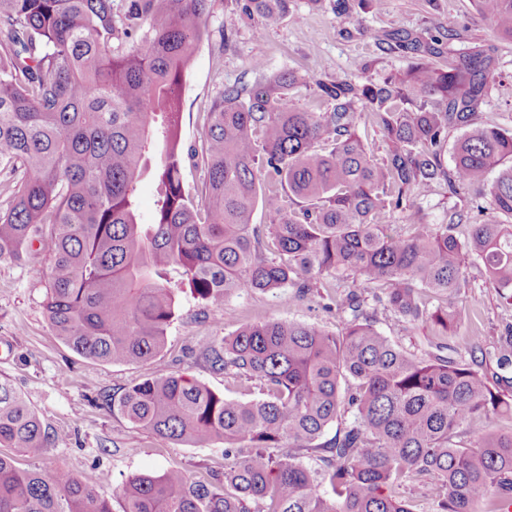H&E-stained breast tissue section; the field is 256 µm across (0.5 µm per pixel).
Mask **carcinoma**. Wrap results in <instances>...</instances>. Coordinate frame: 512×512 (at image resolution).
Instances as JSON below:
<instances>
[{"label":"carcinoma","instance_id":"cac0c4a2","mask_svg":"<svg viewBox=\"0 0 512 512\" xmlns=\"http://www.w3.org/2000/svg\"><path fill=\"white\" fill-rule=\"evenodd\" d=\"M212 2L0 0V263L39 244L46 317L66 346L105 363L155 360L186 289L220 308L233 294L298 303L332 288L326 308L345 324L336 334L247 321L211 348L210 367L253 382L258 398L176 373L112 396V412L163 440L224 444L223 477L135 474L123 512H414L400 495L413 475L433 512H512V432L487 424L512 416V358L492 368L477 334L455 356L441 340L406 350L374 324L381 307L446 334L453 315L422 294L440 301L476 273L512 298V130L468 129L491 58L462 52L435 67L424 57L439 51L399 34L414 54L401 74L317 83L330 112L296 104V71L230 87L206 112L190 191L180 91ZM291 2L247 0L245 13L263 34L292 16ZM476 2L512 39V0ZM359 110L389 143L380 161L356 133ZM146 179L158 192L149 224L137 202ZM460 184L484 186L496 214L464 238L462 215L430 224L418 206L435 186ZM398 212L407 223L391 233L380 219ZM51 444L0 379V512H112L79 477L21 468L9 452L37 458Z\"/></svg>","mask_w":512,"mask_h":512}]
</instances>
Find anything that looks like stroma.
Instances as JSON below:
<instances>
[{"label": "stroma", "mask_w": 512, "mask_h": 512, "mask_svg": "<svg viewBox=\"0 0 512 512\" xmlns=\"http://www.w3.org/2000/svg\"><path fill=\"white\" fill-rule=\"evenodd\" d=\"M246 2L215 0L207 20L210 35L198 46L186 74L181 107L186 147L200 146L201 115L221 89L254 81V61H262L269 73L293 69L305 74L297 105L326 112L330 105L320 97L318 81L341 75L363 84L406 68L410 53L390 38L397 31L440 48L434 59L440 66L447 63L451 49L465 47L491 56L495 77L477 106L473 124L512 130V40L494 31L474 0H348L344 11L337 9L336 0H293L292 18L261 38L256 35L257 21L244 12ZM420 205L433 224L447 223L455 211L468 224L494 216L488 196L471 185L460 186L453 196L435 189ZM49 273L44 258L0 264V377L23 394L55 438L40 458L19 452L15 459L23 468L81 477L109 498L112 512H123L122 487L129 475L179 468L198 479L224 470L223 445H175L134 428L107 407L113 394L148 376L176 372L215 392L254 398V385L212 370L204 358L206 350L231 335L242 321L315 322L333 332L343 328L342 319L317 297L286 306L274 294L249 293L231 296L218 309L186 293L160 360L131 365L97 362L73 352L50 328L43 307ZM453 308L456 320L448 334L449 347L463 350L466 337L477 331L484 350L499 356L512 331V302L478 277L454 299ZM376 327L405 349L426 345L438 333L432 324L400 322L383 310L377 313Z\"/></svg>", "instance_id": "35a3bbf8"}]
</instances>
